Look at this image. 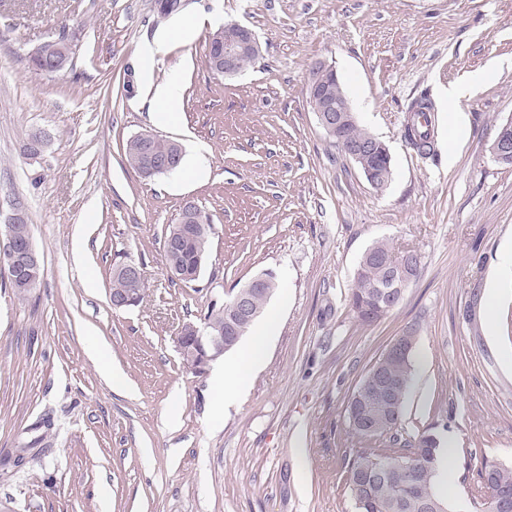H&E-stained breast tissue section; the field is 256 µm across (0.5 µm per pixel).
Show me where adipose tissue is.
Wrapping results in <instances>:
<instances>
[{
  "mask_svg": "<svg viewBox=\"0 0 512 512\" xmlns=\"http://www.w3.org/2000/svg\"><path fill=\"white\" fill-rule=\"evenodd\" d=\"M277 324V313H270L250 336L243 353L216 369L213 381L219 397L214 404L215 415H223L225 407L232 404L245 391L253 373L263 365L269 339Z\"/></svg>",
  "mask_w": 512,
  "mask_h": 512,
  "instance_id": "ef3b65f1",
  "label": "adipose tissue"
}]
</instances>
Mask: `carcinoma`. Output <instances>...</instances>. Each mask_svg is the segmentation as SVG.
Returning a JSON list of instances; mask_svg holds the SVG:
<instances>
[{
  "instance_id": "carcinoma-1",
  "label": "carcinoma",
  "mask_w": 512,
  "mask_h": 512,
  "mask_svg": "<svg viewBox=\"0 0 512 512\" xmlns=\"http://www.w3.org/2000/svg\"><path fill=\"white\" fill-rule=\"evenodd\" d=\"M417 121L406 126L405 138L417 154L428 159L435 153L434 105L424 93L408 107ZM141 135L129 138L124 145L127 164L142 174L146 172V155L142 150ZM150 152L164 157L177 151L176 141L149 134ZM212 233L198 231L177 221L168 225L164 246L170 239L179 240L176 252L164 255L165 262L173 266L176 278L185 283L197 279L204 264ZM400 255L388 239L374 241L362 254L355 272V284L348 301L355 318L363 325H372L385 318L390 311H374L376 290L390 276L387 263ZM133 289L138 301H143V280H129L119 269L112 270L110 293L120 294ZM375 363L383 364L385 372L401 383V392L391 403L379 396L374 402L379 407H389L390 418H381L373 432L354 430L356 437L366 444L350 461L348 467L349 489L352 498L361 504V512H448L447 498L437 491L440 441L432 434L423 432L411 440H401L395 430L403 416L404 401L412 380V356L400 357L381 354ZM390 435L387 448H374L372 443L379 437ZM494 467V481L498 488L512 491V467L483 458L482 467Z\"/></svg>"
}]
</instances>
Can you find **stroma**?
<instances>
[{
    "label": "stroma",
    "instance_id": "stroma-1",
    "mask_svg": "<svg viewBox=\"0 0 512 512\" xmlns=\"http://www.w3.org/2000/svg\"><path fill=\"white\" fill-rule=\"evenodd\" d=\"M194 17L202 26L179 35ZM227 22L261 44L232 77L205 59ZM64 28L79 35L69 65L34 74L30 54ZM319 62L389 146L386 191L318 125L307 76ZM478 73L450 106L449 85ZM173 77L177 118L153 123L146 86ZM424 92L433 160L403 136ZM509 118L512 0H190L166 20L154 0H0V223L21 202L43 270L25 300L0 273V512H356L346 458L361 445L347 400L408 329L399 431L454 440L448 503L476 512L482 459L512 466V278L494 276L512 241V166L488 150ZM39 131L51 143L33 160L22 145ZM142 132L178 141L206 178L139 176L123 146ZM189 200L215 230L185 284L170 280L163 241ZM385 237L417 251L420 273L388 316L362 325L347 296L361 255ZM122 263L140 268L146 297L118 310L109 277ZM266 271L281 283L268 303L278 328L247 390L215 416L211 375L182 364L180 327ZM95 344L127 390L101 374Z\"/></svg>",
    "mask_w": 512,
    "mask_h": 512
}]
</instances>
